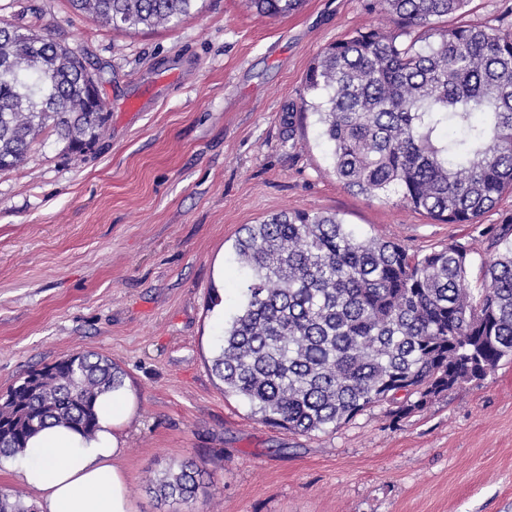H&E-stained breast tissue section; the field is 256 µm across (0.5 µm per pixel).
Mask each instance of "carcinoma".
Listing matches in <instances>:
<instances>
[{"label":"carcinoma","instance_id":"obj_1","mask_svg":"<svg viewBox=\"0 0 512 512\" xmlns=\"http://www.w3.org/2000/svg\"><path fill=\"white\" fill-rule=\"evenodd\" d=\"M114 28L176 26L200 0H70ZM472 0H373L395 32L365 27L329 45L306 74L333 172L346 188L444 224H474L512 191V29L461 22ZM303 0H246L270 17ZM87 65L67 46L0 20V162L19 167L49 130L71 152L94 150L109 115L90 110ZM235 253L243 302L216 337L211 370L251 413L285 430L334 429L380 402L392 422L482 381L512 360V225L493 237L481 284L470 250L425 254L362 241L334 214L280 212L244 228ZM123 385L107 358L82 353L29 372L0 395V456L49 425L84 435L99 396ZM204 464L150 484L189 501ZM0 512H36L0 489Z\"/></svg>","mask_w":512,"mask_h":512}]
</instances>
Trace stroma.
<instances>
[{"label":"stroma","instance_id":"35a3bbf8","mask_svg":"<svg viewBox=\"0 0 512 512\" xmlns=\"http://www.w3.org/2000/svg\"><path fill=\"white\" fill-rule=\"evenodd\" d=\"M370 2L267 18L203 0L177 26L125 32L70 0H0V18L21 14L98 69L110 115L94 153L47 132L0 171V393L77 353L112 360L136 397L117 459L132 512H512V361L398 423L377 405L312 434L253 416L211 371L241 301L243 225L321 212L412 253L463 245L475 288L512 224V192L480 223L440 224L336 179L304 80L329 44L391 30ZM191 458L207 494L161 502L147 478Z\"/></svg>","mask_w":512,"mask_h":512}]
</instances>
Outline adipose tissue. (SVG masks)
<instances>
[{"label":"adipose tissue","instance_id":"ef3b65f1","mask_svg":"<svg viewBox=\"0 0 512 512\" xmlns=\"http://www.w3.org/2000/svg\"><path fill=\"white\" fill-rule=\"evenodd\" d=\"M97 413L94 437L52 426L34 434L19 453L14 476L38 493L40 512H131L128 477L116 460L134 417L132 392L102 395Z\"/></svg>","mask_w":512,"mask_h":512}]
</instances>
